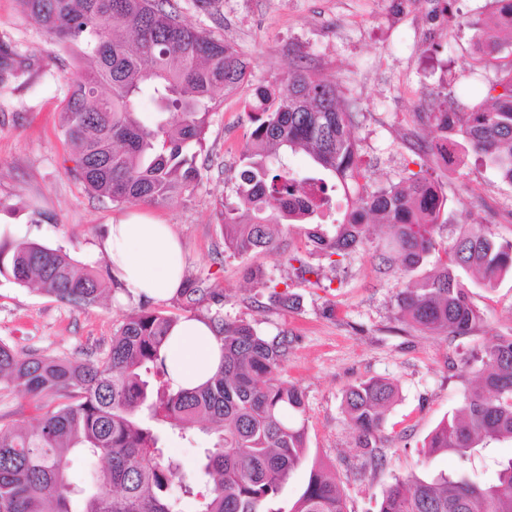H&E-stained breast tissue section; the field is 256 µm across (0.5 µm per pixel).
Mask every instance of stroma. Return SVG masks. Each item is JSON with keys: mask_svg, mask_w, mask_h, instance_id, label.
<instances>
[{"mask_svg": "<svg viewBox=\"0 0 512 512\" xmlns=\"http://www.w3.org/2000/svg\"><path fill=\"white\" fill-rule=\"evenodd\" d=\"M176 4L186 23L235 46L250 62V77L211 112L195 189L137 209L99 199L76 175L74 149L61 132L73 64L22 13L19 0H0V69L7 73L0 82V225L15 238L67 253L104 281L112 269L96 247L106 224L137 209L172 225L183 243L187 278L223 295L218 304L201 298L197 312L220 311L270 338L287 332L291 344L276 377L305 396L312 457L335 474L348 512H378L395 479L459 470L456 457L428 455L425 444L439 422L462 407L487 346L512 336V278L487 288L474 274L460 272L482 323L466 337L428 335L399 314L396 296L409 278L399 264H382L388 243L383 229L333 266L313 253L297 224L284 227L277 248L240 257L224 250L219 210L235 200L257 88L279 85L301 66L335 80L352 104L368 190L413 172L440 186L446 205L435 259H444L448 244L474 224L512 241V185L475 154L446 162L434 156L428 147L436 133L419 118L433 93L463 106L489 103L499 73L475 64L472 26L489 18V2L224 0L220 22L193 0ZM292 251L309 273L287 263ZM248 267L260 269L262 279L246 280ZM283 292L295 307L282 306L277 296ZM116 295L112 287L101 303L76 307L0 278V341L22 356L107 348L140 305L133 297L118 302ZM370 378L389 379L399 391L377 439L384 458L379 468L357 448L342 412L344 391ZM210 444V435L194 431L170 439L167 451L190 481L199 478V451Z\"/></svg>", "mask_w": 512, "mask_h": 512, "instance_id": "stroma-1", "label": "stroma"}]
</instances>
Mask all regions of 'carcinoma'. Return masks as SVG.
I'll return each instance as SVG.
<instances>
[{
    "label": "carcinoma",
    "mask_w": 512,
    "mask_h": 512,
    "mask_svg": "<svg viewBox=\"0 0 512 512\" xmlns=\"http://www.w3.org/2000/svg\"><path fill=\"white\" fill-rule=\"evenodd\" d=\"M22 11L65 51L78 71L69 83L61 131L76 148L75 171L97 196L131 205H160L195 187L192 147H203L210 104L236 91L250 76L248 61L232 45L186 23L172 0H19ZM494 26L480 31L478 57L494 64L502 44L496 28L512 30V0H491ZM502 92L493 103L464 110L436 95L424 113L450 150L469 148L512 184V65L500 69ZM155 106L151 124L139 118L144 98ZM256 127L244 146L236 185L238 206L220 213L224 248L243 256L272 249L282 222L306 224L332 211L338 193L350 201L343 220L307 231L316 251L345 256L370 240L369 217L381 216L403 270L421 272L398 295L404 318L430 334L470 335L482 320L458 271L474 272L493 288L512 275V241H499L480 225L446 250L447 262L422 271L435 252V230L445 209L439 186L413 173L402 185L360 189L365 178L351 129L355 113L336 82L299 69L275 88H260ZM304 152L316 172L320 203L291 200L297 181L288 157ZM0 277L32 285L67 303L88 306L104 294L102 280L70 257L36 242L0 237ZM218 293L189 280L180 295L191 311ZM176 317L142 304L132 310L105 350L78 355H17L0 342V385L45 400L34 426L0 423V512H347L335 476L313 464L290 509L279 494L308 455L303 394L278 381L288 353L285 335L268 338L250 324L208 317L222 342L224 362L201 386L171 389L160 350ZM485 369L452 419L430 435L431 455L466 462L489 445L512 442V338L485 351ZM396 385L375 378L350 386L344 412L358 432V447L374 466L385 412ZM199 430L215 436L203 449L193 483L171 493L180 464L164 451L168 434ZM97 458L103 466L90 484L74 482L70 457ZM378 512H512V457L495 477L469 474L410 477L387 487Z\"/></svg>",
    "instance_id": "cac0c4a2"
}]
</instances>
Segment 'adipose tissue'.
<instances>
[{"label":"adipose tissue","instance_id":"adipose-tissue-1","mask_svg":"<svg viewBox=\"0 0 512 512\" xmlns=\"http://www.w3.org/2000/svg\"><path fill=\"white\" fill-rule=\"evenodd\" d=\"M102 246L127 294L167 300L179 293L185 258L170 225L133 215L109 224ZM161 356L173 390L189 389L217 372L223 360L222 344L207 320L183 316L171 328Z\"/></svg>","mask_w":512,"mask_h":512}]
</instances>
